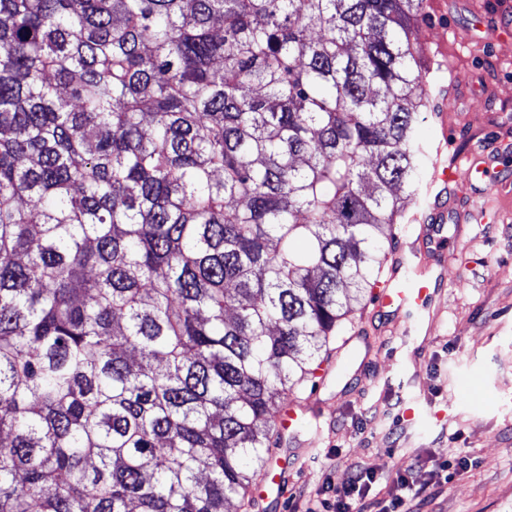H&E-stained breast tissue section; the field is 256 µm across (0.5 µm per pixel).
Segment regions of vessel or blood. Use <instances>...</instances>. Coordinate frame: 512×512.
<instances>
[{
    "label": "vessel or blood",
    "mask_w": 512,
    "mask_h": 512,
    "mask_svg": "<svg viewBox=\"0 0 512 512\" xmlns=\"http://www.w3.org/2000/svg\"><path fill=\"white\" fill-rule=\"evenodd\" d=\"M496 153L485 149L470 151L448 166H434L432 183L451 186L464 183L478 187L482 198H490L494 185L486 177L491 166L497 163ZM448 221V209L436 207L431 213L415 216L413 223L403 225L406 246L395 256L391 274L374 292L375 317L390 321L407 313L412 305L425 302L432 281V261L428 246L437 242ZM286 460H277L275 466L266 468L251 493L257 504H264L271 494H284L287 490L284 470Z\"/></svg>",
    "instance_id": "b4317fda"
}]
</instances>
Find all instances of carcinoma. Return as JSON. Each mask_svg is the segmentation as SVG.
Instances as JSON below:
<instances>
[{
    "label": "carcinoma",
    "mask_w": 512,
    "mask_h": 512,
    "mask_svg": "<svg viewBox=\"0 0 512 512\" xmlns=\"http://www.w3.org/2000/svg\"><path fill=\"white\" fill-rule=\"evenodd\" d=\"M426 0H0V512H224L416 193Z\"/></svg>",
    "instance_id": "1"
}]
</instances>
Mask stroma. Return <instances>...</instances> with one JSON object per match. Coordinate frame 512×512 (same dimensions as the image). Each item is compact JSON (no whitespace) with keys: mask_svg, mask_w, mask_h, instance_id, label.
<instances>
[{"mask_svg":"<svg viewBox=\"0 0 512 512\" xmlns=\"http://www.w3.org/2000/svg\"><path fill=\"white\" fill-rule=\"evenodd\" d=\"M473 0H428L415 29L435 68L429 88L448 113L420 130L425 159L406 215L428 209L435 161L454 162L479 147L512 170V34L471 48L456 36L469 26ZM492 215L461 224L468 189L448 205L445 260L434 263L438 289L426 306L390 325L370 319L363 299L318 360L314 375L288 395L301 413L267 458L290 455L285 496L256 505L236 497L228 512H302L324 483H343L354 465L375 471L381 498L396 473L431 481L437 464L469 467L429 491L425 512H512V182L499 183ZM476 388L460 392L462 381Z\"/></svg>","mask_w":512,"mask_h":512,"instance_id":"1","label":"stroma"}]
</instances>
